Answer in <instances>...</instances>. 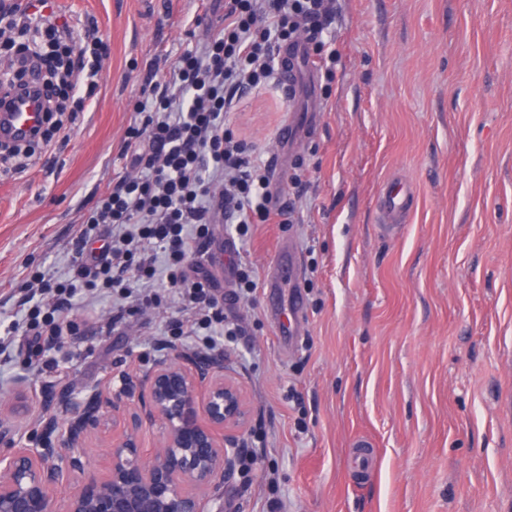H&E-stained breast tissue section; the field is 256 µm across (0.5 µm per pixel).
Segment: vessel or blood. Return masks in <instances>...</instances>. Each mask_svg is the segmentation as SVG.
<instances>
[{
	"label": "vessel or blood",
	"instance_id": "b4317fda",
	"mask_svg": "<svg viewBox=\"0 0 512 512\" xmlns=\"http://www.w3.org/2000/svg\"><path fill=\"white\" fill-rule=\"evenodd\" d=\"M44 122V107L33 90H13L0 97V137L23 142L31 138ZM408 184L389 181L382 190L381 209L389 221H397L408 211ZM300 277L299 252L295 245H280L273 272L265 283L268 310L274 316L278 334L286 341H295L303 320L297 296H285V289L297 287Z\"/></svg>",
	"mask_w": 512,
	"mask_h": 512
}]
</instances>
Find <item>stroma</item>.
I'll use <instances>...</instances> for the list:
<instances>
[{
  "label": "stroma",
  "instance_id": "stroma-1",
  "mask_svg": "<svg viewBox=\"0 0 512 512\" xmlns=\"http://www.w3.org/2000/svg\"><path fill=\"white\" fill-rule=\"evenodd\" d=\"M95 18L108 40L102 78L57 166L0 172V324L31 269L60 275L82 216L123 173L124 131L152 62L192 48L195 0H31ZM336 80L304 76L292 97L253 95L237 135L302 155L311 185L290 224L235 243L266 281L281 243L301 252L305 334L281 342L263 293L237 303L243 335L224 357L249 410L254 456L224 487L222 512H512V0H342ZM294 119L304 133L281 149ZM413 189L408 220L385 229L390 179ZM228 235L215 225L205 265L235 290ZM66 337L56 371L36 374L24 348L0 355V430L67 418L48 396L109 390L142 377L167 314L130 328ZM367 455V470L356 468Z\"/></svg>",
  "mask_w": 512,
  "mask_h": 512
}]
</instances>
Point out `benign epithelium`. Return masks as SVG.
I'll return each mask as SVG.
<instances>
[{
  "label": "benign epithelium",
  "instance_id": "7a95c632",
  "mask_svg": "<svg viewBox=\"0 0 512 512\" xmlns=\"http://www.w3.org/2000/svg\"><path fill=\"white\" fill-rule=\"evenodd\" d=\"M72 412L66 442L46 420L28 444L0 433V512H53L54 493L84 469L69 450L112 425L108 469L75 488L68 512H212L245 451L248 406L242 386L224 360L185 354L159 363L143 381L116 376L108 392L80 401L60 397ZM162 428L158 448L142 450V421Z\"/></svg>",
  "mask_w": 512,
  "mask_h": 512
}]
</instances>
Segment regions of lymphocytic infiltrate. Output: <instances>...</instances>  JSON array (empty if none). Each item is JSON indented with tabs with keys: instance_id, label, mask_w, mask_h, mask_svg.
Masks as SVG:
<instances>
[{
	"instance_id": "obj_1",
	"label": "lymphocytic infiltrate",
	"mask_w": 512,
	"mask_h": 512,
	"mask_svg": "<svg viewBox=\"0 0 512 512\" xmlns=\"http://www.w3.org/2000/svg\"><path fill=\"white\" fill-rule=\"evenodd\" d=\"M339 16L338 0H224L218 30L181 52L164 81L146 79L123 137L127 173L113 177L85 214L71 274L31 273L16 303L21 320L7 326L0 350L22 325L56 339L76 333L86 303L109 294L117 298L116 325L135 320L144 301L167 304L166 336L197 348L220 350L225 337L241 335L200 261L212 227L226 224L242 239L258 224L291 223L309 169L295 161L293 194L276 187L261 150L233 130L236 105L278 87L283 46L293 52L291 69L310 66L334 82L331 36ZM106 47L95 22L60 25L45 17L36 24L26 10L0 0V61L14 73L26 74L30 61L53 49L70 56L59 88L45 90V128L6 150L15 168L68 140L60 115L81 88L96 86Z\"/></svg>"
}]
</instances>
